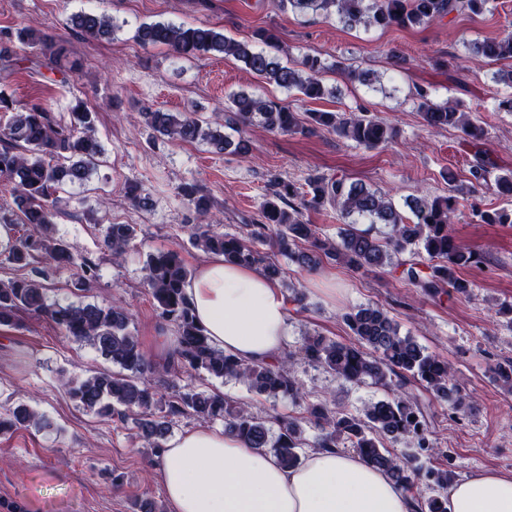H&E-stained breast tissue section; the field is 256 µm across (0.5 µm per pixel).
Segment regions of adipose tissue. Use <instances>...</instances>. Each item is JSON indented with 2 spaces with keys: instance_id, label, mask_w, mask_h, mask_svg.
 <instances>
[{
  "instance_id": "1",
  "label": "adipose tissue",
  "mask_w": 512,
  "mask_h": 512,
  "mask_svg": "<svg viewBox=\"0 0 512 512\" xmlns=\"http://www.w3.org/2000/svg\"><path fill=\"white\" fill-rule=\"evenodd\" d=\"M186 295L212 346L249 363L279 359L288 302L260 270L210 255ZM169 512H411L403 490L354 452L314 448L294 467L223 430L177 433L155 458ZM448 512H512V474L477 472L449 485Z\"/></svg>"
}]
</instances>
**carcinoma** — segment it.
I'll list each match as a JSON object with an SVG mask.
<instances>
[{"label": "carcinoma", "mask_w": 512, "mask_h": 512, "mask_svg": "<svg viewBox=\"0 0 512 512\" xmlns=\"http://www.w3.org/2000/svg\"><path fill=\"white\" fill-rule=\"evenodd\" d=\"M490 0H278V7L294 12H311L334 19L348 29L418 28L464 15H478ZM73 29L100 40H110L116 26L105 13L80 11L70 18ZM135 38L144 46H165L175 56L189 59L204 53L233 57L263 83L320 102L336 97V88L327 85L322 73L325 63L318 56H307L300 66L289 67L251 41H238L213 27L153 22L141 24ZM37 48L54 56L63 47L46 34L27 27L0 32V72L11 73L19 55L15 48ZM471 58L512 60V34L470 44ZM344 77L376 87L380 79L365 70H345ZM414 101L424 124L431 128L461 129L470 142L480 145L486 139L484 127L474 122L451 99L435 100L426 88H415ZM238 123L253 122L271 131L288 134L306 129L325 130L365 148H376L396 136L395 129L363 108L350 112L313 110L305 119L285 105L259 93L240 91L231 97ZM97 115L79 101L68 124L56 121L40 102L12 113L0 129V180L13 184V206L0 212V223L8 224L16 236L5 249V260L23 271L6 281L0 280V326L12 327L27 312L48 318L64 336L85 342L119 373L98 371L69 384L71 399L100 417L132 421L134 427L158 453L169 433L171 418L192 415L203 420H224V430L250 448L273 454L286 467L297 465L299 450L306 444L303 424L315 425L319 434L315 448H337L344 442L370 466L386 472L401 489L412 495L414 512H447V489L453 474L443 468L416 465L418 452L440 454L428 439V421L417 398L411 395L386 397L369 402L358 415L339 411L325 402L304 403L305 395L292 374L285 355L275 364L245 363L214 348L196 322L185 285L191 273L176 249L151 254L147 259L146 286L159 317L174 327L178 349L164 361L166 375L188 370L204 371L215 378L242 381L260 396H287L304 404L301 417L258 416L232 405L222 394L180 386L170 380L172 396L162 402L145 374L155 373L142 350L138 337L129 330V317L120 307L96 304L50 303L46 297L44 260L58 267L76 266L82 274L74 284L80 290L95 278L97 265L77 256L68 244L55 236L60 192L67 184L87 180L101 154L94 137ZM153 131L172 136L183 143L207 142L216 153L248 152L247 140H234L223 131L203 126L186 112L160 110L143 114ZM471 184L453 185L448 194L434 197L411 196L404 205L405 216L395 203L377 189L345 177L313 175L308 191L278 179L260 206L256 223L245 225L238 235L212 231L195 225L194 244L208 254H222L228 262L256 267L272 279L282 275L271 254H286L299 267L313 271L325 260L360 268H389L400 279L438 296L451 287L464 293L471 284L460 278V269L478 264V253L460 248L450 233L458 210L459 195L475 194L486 188L512 198V171L499 169L487 151L475 152L470 166ZM181 196L197 215L211 208L210 196L196 184L181 187ZM326 206L344 220L340 241L319 236L316 225L304 219L303 211H319ZM487 224H512V209L490 214L477 212ZM387 226L381 232L377 225ZM133 224H108L104 245L114 254L123 252L135 239ZM354 342L344 343L322 334L304 339L299 354L310 364L319 365L336 378L353 384L370 382L389 388L392 377L398 386L422 385L436 397L457 408H472L475 401L462 397L448 361L429 353L400 328L384 309L359 306L342 316ZM36 423L35 413L19 404L0 418V435L14 433ZM277 424V438L270 437V425ZM401 444L398 450L394 445ZM424 483L433 495L424 501L413 497L417 484Z\"/></svg>", "instance_id": "1"}]
</instances>
